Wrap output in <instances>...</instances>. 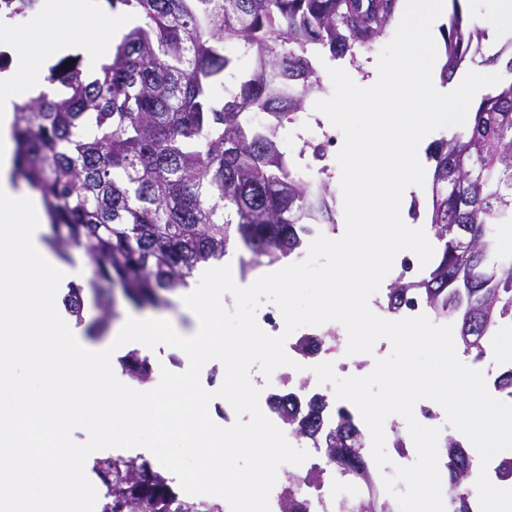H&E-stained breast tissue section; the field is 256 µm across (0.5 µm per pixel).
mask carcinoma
I'll list each match as a JSON object with an SVG mask.
<instances>
[{"label": "carcinoma", "mask_w": 512, "mask_h": 512, "mask_svg": "<svg viewBox=\"0 0 512 512\" xmlns=\"http://www.w3.org/2000/svg\"><path fill=\"white\" fill-rule=\"evenodd\" d=\"M38 0H8L0 19H27ZM133 12L140 24L112 49L110 62L87 69L79 57L59 60L42 93L16 112L14 177L40 192L50 220V247L64 261L82 252L94 281L123 289L137 306L168 303L166 292L189 286L202 263L219 261L236 237L251 259L273 265L300 249L303 238L335 231L329 183L289 167L280 129L295 122L323 90L314 59L355 60L386 33L397 0H107ZM482 30L463 24L459 11L445 36L448 80L467 59ZM233 45L254 59L239 69ZM261 114L264 119L256 120ZM430 183L431 227L438 243L427 274L400 275L383 310L392 316L413 296L436 317L457 325L464 352L512 326V252L495 235L512 225V81L485 95L463 132L435 142ZM65 303L83 322V288ZM97 336L112 310L97 298ZM137 381L151 379L137 350L122 359ZM283 423L324 449L344 479L369 480L364 455L357 465L336 460V449L365 448L352 413L311 397ZM448 471L451 512H472L471 458L453 437L441 458ZM104 512H222L204 498H177L144 458L100 465ZM324 470L288 476L284 512H301V486L323 481ZM337 512H394L386 499L355 496Z\"/></svg>", "instance_id": "carcinoma-1"}]
</instances>
